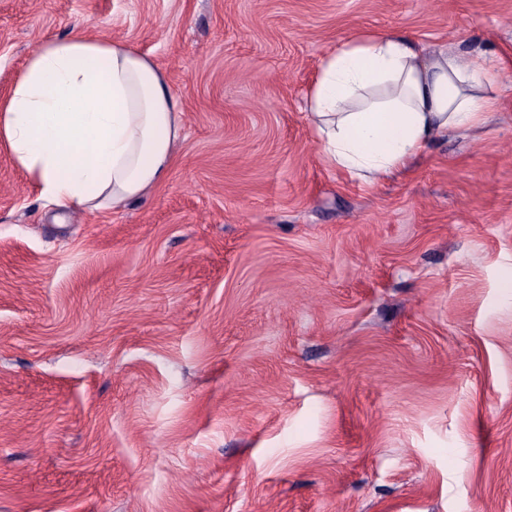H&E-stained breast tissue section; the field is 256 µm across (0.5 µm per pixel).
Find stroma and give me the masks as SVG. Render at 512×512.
<instances>
[{
	"label": "stroma",
	"mask_w": 512,
	"mask_h": 512,
	"mask_svg": "<svg viewBox=\"0 0 512 512\" xmlns=\"http://www.w3.org/2000/svg\"><path fill=\"white\" fill-rule=\"evenodd\" d=\"M76 31L150 58L184 139L60 223L0 146V512H512V0H0V99ZM375 34L501 90L370 182L305 100Z\"/></svg>",
	"instance_id": "obj_1"
}]
</instances>
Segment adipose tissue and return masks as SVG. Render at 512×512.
Listing matches in <instances>:
<instances>
[{"instance_id": "adipose-tissue-1", "label": "adipose tissue", "mask_w": 512, "mask_h": 512, "mask_svg": "<svg viewBox=\"0 0 512 512\" xmlns=\"http://www.w3.org/2000/svg\"><path fill=\"white\" fill-rule=\"evenodd\" d=\"M496 64L401 37L349 40L323 60L308 96L340 170L391 176L451 130L498 108ZM183 136L181 106L151 60L116 40L76 34L28 56L0 101V144L47 204L119 209L166 178Z\"/></svg>"}]
</instances>
